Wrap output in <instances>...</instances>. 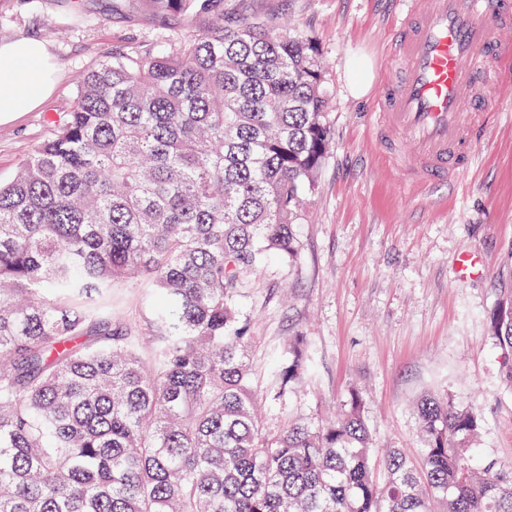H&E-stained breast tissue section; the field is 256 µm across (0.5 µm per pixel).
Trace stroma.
Returning a JSON list of instances; mask_svg holds the SVG:
<instances>
[{"label": "stroma", "instance_id": "1", "mask_svg": "<svg viewBox=\"0 0 512 512\" xmlns=\"http://www.w3.org/2000/svg\"><path fill=\"white\" fill-rule=\"evenodd\" d=\"M110 3L0 0V44L46 41L54 85L38 109L0 124V183L48 136L49 117L70 108L79 74L115 48L159 39L152 19L113 14ZM247 7L287 15L316 38L334 103L333 145L294 227L298 254L268 260L238 299L251 320L248 359L263 428L280 430L294 416L320 422L355 390L374 448L411 453L420 435L414 406L438 393L481 414V447L512 463V389L491 332L492 312L512 290V72L475 165L420 193L385 163L368 128L387 75L393 0H247ZM364 62L373 80L357 98L350 86ZM464 253L484 261L482 275L459 279ZM153 305L139 284L112 291L114 317L139 319ZM298 334L308 340L309 373L288 398L271 401L281 351Z\"/></svg>", "mask_w": 512, "mask_h": 512}]
</instances>
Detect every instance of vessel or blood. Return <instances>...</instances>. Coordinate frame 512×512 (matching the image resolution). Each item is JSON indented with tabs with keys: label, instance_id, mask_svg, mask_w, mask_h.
Masks as SVG:
<instances>
[{
	"label": "vessel or blood",
	"instance_id": "obj_1",
	"mask_svg": "<svg viewBox=\"0 0 512 512\" xmlns=\"http://www.w3.org/2000/svg\"><path fill=\"white\" fill-rule=\"evenodd\" d=\"M394 72L374 99L391 168L426 183L472 165L499 110L512 0H394Z\"/></svg>",
	"mask_w": 512,
	"mask_h": 512
}]
</instances>
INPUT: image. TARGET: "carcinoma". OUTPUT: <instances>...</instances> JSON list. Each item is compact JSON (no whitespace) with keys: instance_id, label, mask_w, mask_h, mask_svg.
I'll list each match as a JSON object with an SVG mask.
<instances>
[{"instance_id":"cac0c4a2","label":"carcinoma","mask_w":512,"mask_h":512,"mask_svg":"<svg viewBox=\"0 0 512 512\" xmlns=\"http://www.w3.org/2000/svg\"><path fill=\"white\" fill-rule=\"evenodd\" d=\"M172 22L170 50L112 52L0 184V512H512L482 416L423 396L417 455H373L364 403L263 432L236 304L332 145L314 41L233 0H113ZM160 305L112 324V289ZM512 359V293L491 317ZM284 347L274 398L303 383Z\"/></svg>"}]
</instances>
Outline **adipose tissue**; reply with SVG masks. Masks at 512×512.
Listing matches in <instances>:
<instances>
[{"instance_id":"obj_1","label":"adipose tissue","mask_w":512,"mask_h":512,"mask_svg":"<svg viewBox=\"0 0 512 512\" xmlns=\"http://www.w3.org/2000/svg\"><path fill=\"white\" fill-rule=\"evenodd\" d=\"M44 42L17 39L0 44V122L38 105L51 91Z\"/></svg>"}]
</instances>
